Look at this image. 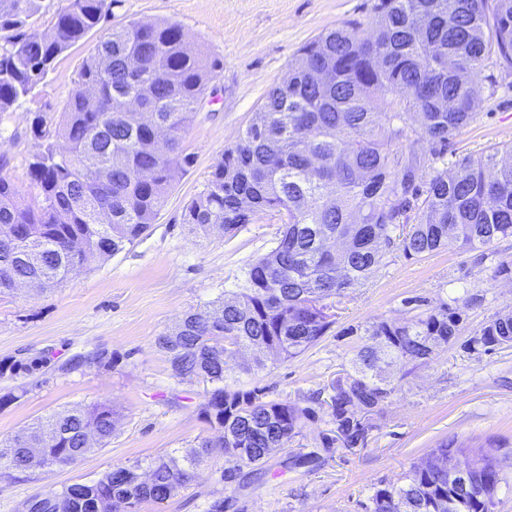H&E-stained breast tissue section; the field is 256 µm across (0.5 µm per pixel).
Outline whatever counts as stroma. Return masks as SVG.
<instances>
[{
  "label": "stroma",
  "mask_w": 512,
  "mask_h": 512,
  "mask_svg": "<svg viewBox=\"0 0 512 512\" xmlns=\"http://www.w3.org/2000/svg\"><path fill=\"white\" fill-rule=\"evenodd\" d=\"M377 0H116L112 17L64 52L48 75L18 105L0 112V175L24 197L34 194L29 164L38 146L31 120L41 113L59 121L78 73L110 29L131 20L178 24L193 46L215 57L221 69L201 102L183 148L192 164L178 173L150 229L106 261H89L61 286L37 294L0 296V361L46 355L33 373L0 376V440L52 413L109 402L119 414L111 440L74 464L0 470V512H20L29 496L72 483H89L116 466L183 454L218 433L200 414L204 386L174 377L156 337L185 313L234 291L248 266L278 242L281 220L267 214L231 238L203 236L183 224L186 206L205 188L212 165L247 127L266 91L282 81L298 49L347 21L370 27ZM473 79L483 94L474 119L448 143L444 160L455 164L493 146L512 143V69L486 61ZM512 256V238L485 252L455 246L408 257L391 249L364 284L332 298L336 322L299 357L268 360L248 375L275 401L299 402L351 366L365 343L361 329L404 321L418 308L448 304L461 317L459 336H474L498 312L512 311V280L496 277L498 262ZM112 366L83 363L94 351ZM395 392L372 417L365 446L322 451V465L291 472L288 453L322 450L330 425L319 415L305 421L288 444L274 451L262 472L244 466L225 482L228 463L212 449L192 484L162 504L140 512H207L230 500L226 512H365L376 489L401 483L412 465L445 440L491 451L508 478L494 512H512V348L487 354L445 347L408 373L392 371Z\"/></svg>",
  "instance_id": "stroma-1"
}]
</instances>
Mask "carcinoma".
Returning a JSON list of instances; mask_svg holds the SVG:
<instances>
[{"instance_id":"obj_1","label":"carcinoma","mask_w":512,"mask_h":512,"mask_svg":"<svg viewBox=\"0 0 512 512\" xmlns=\"http://www.w3.org/2000/svg\"><path fill=\"white\" fill-rule=\"evenodd\" d=\"M115 2L68 0L53 30L40 33L31 19L41 0H0V112L108 20ZM374 10L368 33L358 22L344 23L297 51L183 215L196 231L229 237L266 213L283 221L277 246L249 265L230 296L187 312L155 340L179 381L212 384L201 414L223 433L229 482L242 465L262 468L319 410L333 425L324 448L364 446L371 416L394 391L381 365L403 369L454 345L460 317L445 303L403 323L365 327L373 344L359 348L328 398H307L304 407L266 401L258 386L239 387L235 354L297 358L334 324L322 301L363 284L394 246L419 257L512 238L511 145L465 158L452 170L438 166L448 142L473 120L482 88L468 76L492 57L512 69V0H379ZM216 70L176 24L132 21L100 41L59 124L40 114L32 119L41 140L29 165L34 202L0 177V293L20 282L55 287L88 259L106 261L148 231L174 174L191 163L183 135ZM315 70L327 79L313 80ZM159 130L166 135L161 146ZM421 139L435 145L431 157L403 151ZM106 163L112 180L99 183L89 166ZM414 208V223L401 222ZM101 215L106 222H97ZM509 347L512 312L462 345L469 353ZM116 422L106 403L55 412L0 443V469H29L34 457L43 467L73 464L105 446ZM90 429L96 438H88ZM211 448L204 440L180 457L155 458L146 483L136 480L141 465L134 464L91 484L50 488L30 496L22 512H96L103 497L112 498V512H139L141 504H162L186 488ZM459 456L475 468L450 511L442 507L448 463ZM321 460L313 450L290 454L286 463L298 471ZM503 481L494 455L443 441L403 483L376 490L366 512H491L495 500L485 491Z\"/></svg>"}]
</instances>
